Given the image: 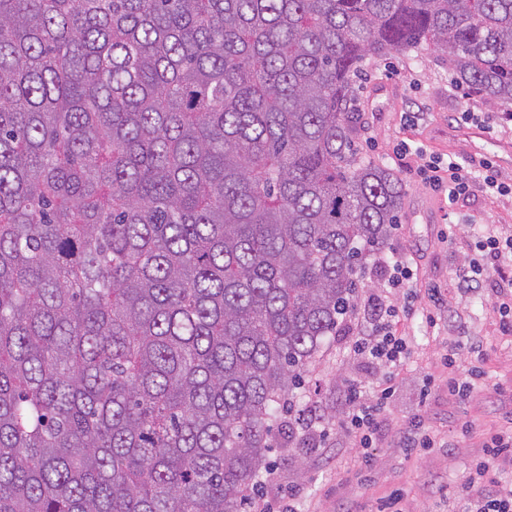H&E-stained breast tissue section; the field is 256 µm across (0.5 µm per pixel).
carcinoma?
Instances as JSON below:
<instances>
[{
	"mask_svg": "<svg viewBox=\"0 0 512 512\" xmlns=\"http://www.w3.org/2000/svg\"><path fill=\"white\" fill-rule=\"evenodd\" d=\"M512 112V0H0V512H240L391 238L363 61Z\"/></svg>",
	"mask_w": 512,
	"mask_h": 512,
	"instance_id": "carcinoma-1",
	"label": "carcinoma"
}]
</instances>
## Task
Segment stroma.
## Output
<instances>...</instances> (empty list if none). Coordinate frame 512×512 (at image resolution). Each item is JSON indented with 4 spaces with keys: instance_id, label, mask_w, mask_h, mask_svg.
<instances>
[{
    "instance_id": "obj_1",
    "label": "stroma",
    "mask_w": 512,
    "mask_h": 512,
    "mask_svg": "<svg viewBox=\"0 0 512 512\" xmlns=\"http://www.w3.org/2000/svg\"><path fill=\"white\" fill-rule=\"evenodd\" d=\"M448 57L430 48L368 60L355 80L359 122L356 145L372 160L393 169L404 185L398 225L390 248L405 253L417 274V286L439 288L441 303L436 327L421 313L427 305L418 297L420 313L404 324L410 354L395 379V392L381 416L374 442L376 463L360 465L342 423L349 383L373 394L384 370L353 352L355 328L328 340L317 357L306 386L294 400L296 408L312 412L327 435L312 432L306 449L279 435L268 454V477L258 489L272 505L294 502L297 512H384L400 496L403 512H468V479L482 457L487 432L512 423V335H503L495 310L498 284L488 275L461 288L456 272L465 262L467 245L481 225L495 224L512 233V196L487 195L479 176L455 205L425 188L415 177L416 157L401 154L399 145L422 147L439 160L468 165L475 150L497 159L503 179L512 180V113L487 107L479 98L455 88ZM488 112L489 126L474 138V126L461 122L464 112ZM414 124H404L407 113ZM461 226L456 245L443 240L448 222ZM456 350L460 370L479 365L482 376L470 397L448 396L444 359ZM420 419L437 441L436 447L406 453L399 446L402 432ZM470 430H463V423ZM296 498H289V488Z\"/></svg>"
}]
</instances>
